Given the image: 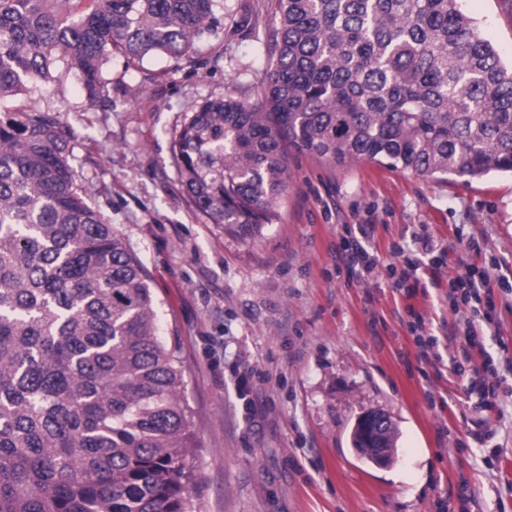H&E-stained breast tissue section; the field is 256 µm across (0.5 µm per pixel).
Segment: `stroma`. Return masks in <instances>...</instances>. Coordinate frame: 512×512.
Wrapping results in <instances>:
<instances>
[{"label": "stroma", "instance_id": "35a3bbf8", "mask_svg": "<svg viewBox=\"0 0 512 512\" xmlns=\"http://www.w3.org/2000/svg\"><path fill=\"white\" fill-rule=\"evenodd\" d=\"M221 2V27L192 58L113 57L110 110L65 72L8 104L58 113L76 136L77 187L151 275L161 333L181 344L202 512H439L442 501L448 512H512V497L497 495L512 481V396L478 422L465 381L420 360L403 325L414 307L440 354L456 349L448 281L465 239L479 240L470 260L491 282L512 279V175L464 184L293 153L279 223L247 242L231 237L196 212L172 157L186 114L208 97L257 100L266 74L274 0ZM459 5L512 60V0ZM367 222L386 264L392 243L417 234L447 244L425 292L405 298L384 272L365 284L337 275L344 225ZM370 410L397 427L390 465L351 444ZM492 447L501 454L489 467Z\"/></svg>", "mask_w": 512, "mask_h": 512}]
</instances>
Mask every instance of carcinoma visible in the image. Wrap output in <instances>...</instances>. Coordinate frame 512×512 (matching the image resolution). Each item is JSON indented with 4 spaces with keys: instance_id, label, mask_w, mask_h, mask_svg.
I'll use <instances>...</instances> for the list:
<instances>
[{
    "instance_id": "obj_1",
    "label": "carcinoma",
    "mask_w": 512,
    "mask_h": 512,
    "mask_svg": "<svg viewBox=\"0 0 512 512\" xmlns=\"http://www.w3.org/2000/svg\"><path fill=\"white\" fill-rule=\"evenodd\" d=\"M219 0H0V103L112 55L180 59ZM258 99H204L172 154L195 210L279 222L288 151L468 183L512 173V65L458 0H275ZM56 113L0 111V512H201L179 343L151 277L75 184Z\"/></svg>"
}]
</instances>
